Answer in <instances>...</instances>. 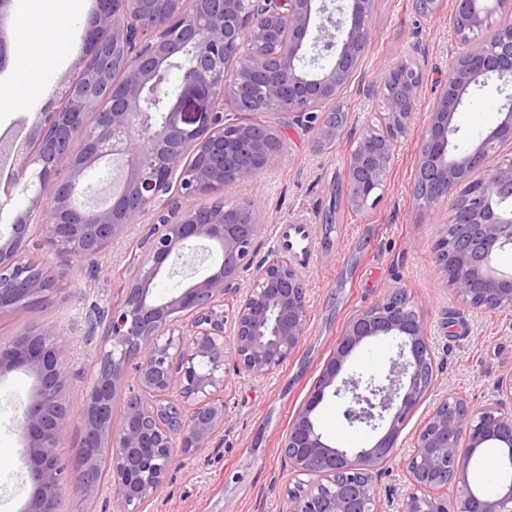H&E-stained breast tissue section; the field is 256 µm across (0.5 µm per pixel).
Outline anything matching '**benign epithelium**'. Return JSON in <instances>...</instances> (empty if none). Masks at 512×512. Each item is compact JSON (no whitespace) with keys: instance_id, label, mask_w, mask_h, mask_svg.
<instances>
[{"instance_id":"1","label":"benign epithelium","mask_w":512,"mask_h":512,"mask_svg":"<svg viewBox=\"0 0 512 512\" xmlns=\"http://www.w3.org/2000/svg\"><path fill=\"white\" fill-rule=\"evenodd\" d=\"M501 21L487 30L483 0H456L466 18V51L450 65L421 133L415 198L453 200V241L441 237L435 260L462 301L474 308L512 307V272L495 259L512 251V157L484 167L512 139V103L499 123L470 147L455 143V113L471 89L512 83V0H493ZM377 0H96L85 29L78 78L61 90L59 108L42 113L22 137L0 140V160L20 181L40 187L0 229V312L23 314L55 280L30 248L63 262L97 258L125 226L171 191L185 201L163 214L144 246L123 303L107 312L93 386L77 412L63 391L73 374L63 331L47 324L0 346V371L34 376L31 396L15 418L26 449L32 494L24 512H54L67 486L84 492L103 472L111 477L113 512H143L162 488L176 451L207 447L224 426V372L233 364L269 375L306 338L302 273L277 254L258 266L240 300L234 284L264 230L257 207L226 203L224 186L256 177L282 149L272 125L224 121V106L277 113L316 129L330 142L343 125L330 120L339 94L371 34ZM317 35L310 36L312 31ZM480 33L473 40L470 35ZM420 73L386 67L382 128L360 132L345 171V200L360 209L380 200L399 139L412 118ZM120 163L121 174L94 184L88 171ZM482 170L479 179L470 173ZM54 191L43 193L47 185ZM200 242L219 253L208 275L168 300L152 296L171 261ZM397 341V357L366 379L347 374L357 350L378 338ZM137 387L112 407L129 367ZM435 382L426 326L404 288H389L354 314L332 357L299 407L281 449L294 475L285 485L290 512H378L375 475L397 448L399 434ZM340 399L350 426L373 433L367 448L328 442L315 412ZM494 405L472 408L443 398L415 439L403 467L413 486L402 512H512V478L486 493L472 487L475 456L494 447L512 473V377L498 384ZM82 423L75 460L59 447L74 419Z\"/></svg>"}]
</instances>
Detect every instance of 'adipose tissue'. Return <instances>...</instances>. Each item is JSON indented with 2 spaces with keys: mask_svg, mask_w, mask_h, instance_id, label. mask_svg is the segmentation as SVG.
I'll list each match as a JSON object with an SVG mask.
<instances>
[{
  "mask_svg": "<svg viewBox=\"0 0 512 512\" xmlns=\"http://www.w3.org/2000/svg\"><path fill=\"white\" fill-rule=\"evenodd\" d=\"M16 27L12 55L24 67L21 83H0V112L25 108L20 84L37 86L55 63L54 45L79 16L75 0H14Z\"/></svg>",
  "mask_w": 512,
  "mask_h": 512,
  "instance_id": "adipose-tissue-1",
  "label": "adipose tissue"
}]
</instances>
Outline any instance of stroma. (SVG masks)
<instances>
[{
    "label": "stroma",
    "mask_w": 512,
    "mask_h": 512,
    "mask_svg": "<svg viewBox=\"0 0 512 512\" xmlns=\"http://www.w3.org/2000/svg\"><path fill=\"white\" fill-rule=\"evenodd\" d=\"M85 29L81 22L70 31L66 50L48 72L44 86L29 91L26 111L0 112V137L25 134L39 121L44 100L75 74ZM465 49L454 28V0H444L442 10L434 15L419 13L414 0H378L371 37L342 92L345 124L340 137L321 146L314 129L283 122L278 115L231 113L236 122L277 126L283 141L282 150L265 170L224 190L226 202H254L265 222L238 286L249 288L252 269L271 251L282 249L284 224L295 219L311 224L310 252H287L306 280V339L299 352L268 377L227 370L223 428L208 447L176 456L151 512H288L282 488L293 476L280 451L281 439L331 357L346 321L373 305L385 289H406L423 318L434 352L436 381L399 436V456L381 468V512H399L411 490L401 459L413 452L414 437L429 411L450 395L475 407L485 406L495 398L497 379L512 375V307L473 308L446 285L435 261L434 245L448 223L452 204L423 207L414 197L421 133L437 92L448 81L451 56ZM397 60L418 65L422 84L411 126L392 159L390 177L376 205L361 210L342 206V223L325 231L322 216L355 140L364 128L379 126L385 110L381 94L368 91L367 86ZM496 86L492 80L476 90L480 107L467 103L459 107L455 123L460 146H468L498 124L506 99ZM171 205L170 198H162L127 226L97 261L76 260L64 271L54 254L34 251V258L57 275L55 288L23 315L0 314V345L38 332L48 323L61 327L74 374L65 396L73 407L83 405L95 380L103 316L124 301L140 244L160 211ZM32 383L22 370L0 374V512H23L31 494L25 448L14 418L28 399ZM317 421L332 443L361 448L370 440L365 429L344 422L335 399L320 405ZM55 512H112L109 482H101L89 495L71 487L63 489Z\"/></svg>",
    "instance_id": "obj_1"
}]
</instances>
